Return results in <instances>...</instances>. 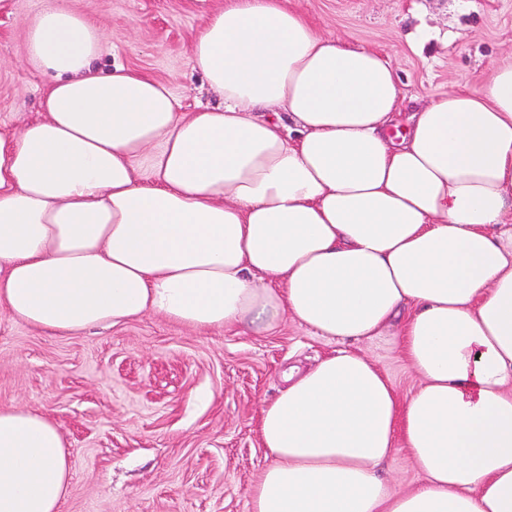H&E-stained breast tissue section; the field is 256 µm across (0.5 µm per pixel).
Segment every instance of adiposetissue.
<instances>
[{
  "label": "adipose tissue",
  "instance_id": "adipose-tissue-1",
  "mask_svg": "<svg viewBox=\"0 0 512 512\" xmlns=\"http://www.w3.org/2000/svg\"><path fill=\"white\" fill-rule=\"evenodd\" d=\"M81 11L27 27L43 115L0 127V306L76 336L147 312L195 330L291 319L362 342L396 328L417 389L362 355L291 366L260 407L250 512H512V60L393 131L390 60L283 0H224L190 61L222 103L97 68ZM423 474L389 489L396 445ZM51 416L0 406V512H59Z\"/></svg>",
  "mask_w": 512,
  "mask_h": 512
}]
</instances>
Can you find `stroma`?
I'll return each instance as SVG.
<instances>
[{"mask_svg": "<svg viewBox=\"0 0 512 512\" xmlns=\"http://www.w3.org/2000/svg\"><path fill=\"white\" fill-rule=\"evenodd\" d=\"M51 0H0V121L41 115L47 83L25 59L26 23ZM104 34L101 68H136L168 87L182 111L220 100L190 64V44L216 0H69ZM322 32L386 54L404 100L480 87L512 55V0H286ZM284 321L192 330L146 313L115 327L52 336L0 309V405L53 416L71 451L60 512H249L267 465L257 430L290 366L345 349ZM363 354L408 398L419 378L400 339L378 336ZM393 489L423 477L407 449L379 468Z\"/></svg>", "mask_w": 512, "mask_h": 512, "instance_id": "stroma-1", "label": "stroma"}]
</instances>
